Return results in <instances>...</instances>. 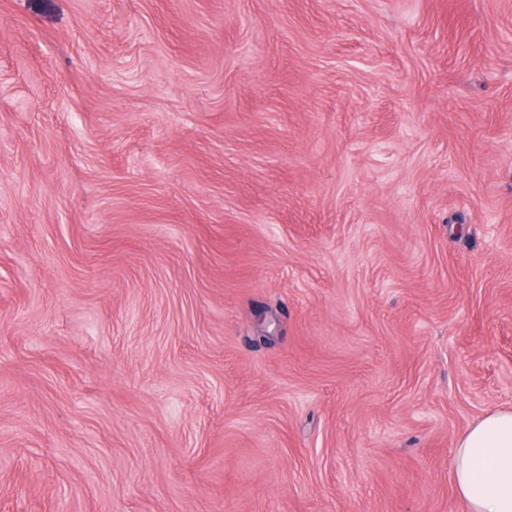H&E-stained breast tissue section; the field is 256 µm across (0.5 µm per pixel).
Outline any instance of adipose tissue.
<instances>
[{
	"instance_id": "obj_1",
	"label": "adipose tissue",
	"mask_w": 512,
	"mask_h": 512,
	"mask_svg": "<svg viewBox=\"0 0 512 512\" xmlns=\"http://www.w3.org/2000/svg\"><path fill=\"white\" fill-rule=\"evenodd\" d=\"M452 480L469 512H512V406L486 413L462 434Z\"/></svg>"
}]
</instances>
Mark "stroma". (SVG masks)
<instances>
[{
    "label": "stroma",
    "instance_id": "obj_1",
    "mask_svg": "<svg viewBox=\"0 0 512 512\" xmlns=\"http://www.w3.org/2000/svg\"><path fill=\"white\" fill-rule=\"evenodd\" d=\"M512 406V0H0V512H467ZM452 480L468 512H512V406L486 413L462 434Z\"/></svg>",
    "mask_w": 512,
    "mask_h": 512
}]
</instances>
